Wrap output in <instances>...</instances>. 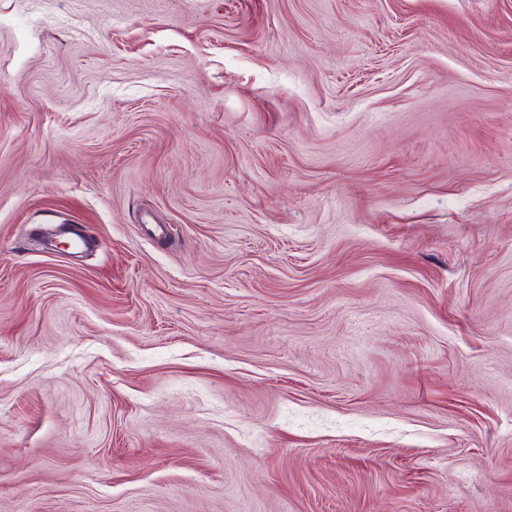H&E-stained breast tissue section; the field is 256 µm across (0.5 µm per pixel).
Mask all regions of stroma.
Returning a JSON list of instances; mask_svg holds the SVG:
<instances>
[{"instance_id":"35a3bbf8","label":"stroma","mask_w":512,"mask_h":512,"mask_svg":"<svg viewBox=\"0 0 512 512\" xmlns=\"http://www.w3.org/2000/svg\"><path fill=\"white\" fill-rule=\"evenodd\" d=\"M0 512H512V0H0Z\"/></svg>"}]
</instances>
